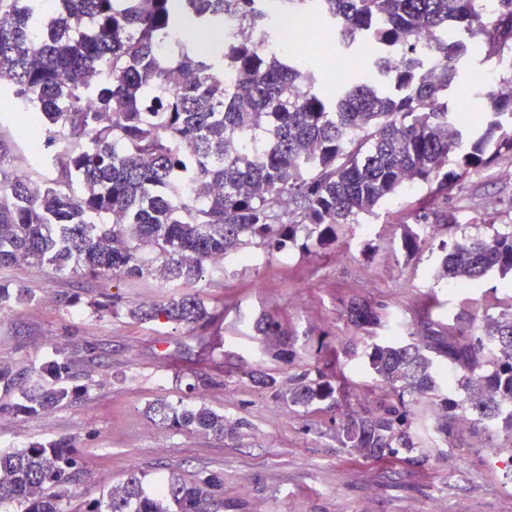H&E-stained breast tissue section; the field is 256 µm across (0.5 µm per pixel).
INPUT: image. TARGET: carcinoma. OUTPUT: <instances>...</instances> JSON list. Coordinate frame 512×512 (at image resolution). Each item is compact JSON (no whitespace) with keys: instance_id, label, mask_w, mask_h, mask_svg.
I'll use <instances>...</instances> for the list:
<instances>
[{"instance_id":"1","label":"carcinoma","mask_w":512,"mask_h":512,"mask_svg":"<svg viewBox=\"0 0 512 512\" xmlns=\"http://www.w3.org/2000/svg\"><path fill=\"white\" fill-rule=\"evenodd\" d=\"M0 0V94L29 103L18 122L42 132L39 154L53 177L18 174L0 137V267L47 265L60 275L112 280L159 278L185 286L217 259L243 261L251 249L311 254L339 231L411 184H436L401 249L415 253L419 226L439 196L465 175L512 161V94L485 93L478 123L449 108L448 91L468 86L471 60L490 62L512 85V0H277L336 34V54L360 60L336 91L322 95L324 73L313 60L265 45L268 0ZM261 32L242 33L203 54L191 38L179 53L162 46L174 30L224 27V13ZM432 39L422 49L415 36ZM402 62L393 66L388 54ZM232 79L224 80V73ZM175 77L180 87L168 90ZM192 146L191 153L182 150ZM496 272L512 279V224L441 253L433 277L473 288ZM351 320L367 330L365 358L374 387L395 400L381 413L336 429L350 454L394 462L415 450L409 420L421 405L448 420L466 412L473 428L512 434V304L489 316L482 334L447 326L428 341L378 338L381 316L353 303ZM140 321L194 326L209 320L199 294L130 310ZM315 377L305 373L278 392L289 404L346 401L352 386L340 353ZM455 368L456 397L443 396L438 361ZM73 360L63 350L43 366L0 382L20 397L0 413L32 415L81 394ZM163 428L216 436L244 422L204 406L150 407ZM80 472L66 440L0 452V504L21 512H64L63 497ZM224 505L217 477L171 478L154 493L141 477L125 481L73 512H211Z\"/></svg>"}]
</instances>
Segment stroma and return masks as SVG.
<instances>
[{
    "label": "stroma",
    "mask_w": 512,
    "mask_h": 512,
    "mask_svg": "<svg viewBox=\"0 0 512 512\" xmlns=\"http://www.w3.org/2000/svg\"><path fill=\"white\" fill-rule=\"evenodd\" d=\"M427 192L412 186L380 207L366 222L375 226L373 235L354 223L313 255L257 250L250 262H228L223 275L204 273L190 288L151 278L62 276L28 263L0 269V283L31 292L0 306V364L22 372L62 349L75 359L79 383L90 387L62 407L0 415V451L72 441L85 466L71 487L80 500L138 471L149 491L173 477H219L220 512H512V477L489 453L492 445L512 443L498 428L460 427L447 437L434 415L413 420L410 434L422 452L396 466L351 457L336 439L349 416L385 406L370 388L365 332L348 317L351 303L399 318L406 337L421 335L420 306L432 291L441 301L434 320L464 327L482 326L512 304V289L494 272L474 289L435 284L444 229L418 253L400 251L403 226ZM448 209L469 235L512 224V179L496 165L470 173L449 192ZM104 290L122 302L101 316L90 302ZM189 291L204 299L209 324L144 322L129 314ZM73 294L78 304H61V296ZM264 317L279 322L280 335L255 332ZM322 341L349 354V400L294 407L252 382L251 371L259 369L287 389L314 369ZM160 399L175 408L203 405L245 426L234 437L166 429L149 411Z\"/></svg>",
    "instance_id": "1"
}]
</instances>
